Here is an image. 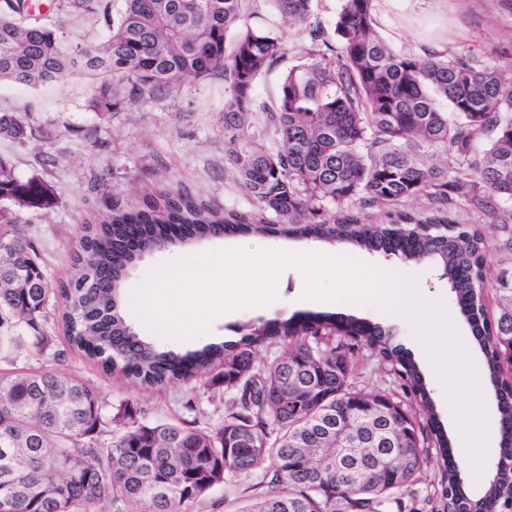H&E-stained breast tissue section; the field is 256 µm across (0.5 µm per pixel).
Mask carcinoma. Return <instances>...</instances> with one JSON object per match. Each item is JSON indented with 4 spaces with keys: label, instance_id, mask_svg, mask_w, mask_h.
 Returning <instances> with one entry per match:
<instances>
[{
    "label": "carcinoma",
    "instance_id": "obj_1",
    "mask_svg": "<svg viewBox=\"0 0 512 512\" xmlns=\"http://www.w3.org/2000/svg\"><path fill=\"white\" fill-rule=\"evenodd\" d=\"M254 0H59L69 16L103 15L112 33L92 48H68L59 30L32 20L31 0L0 6V79L37 86L77 68L110 75L88 107L108 120L121 104L169 96L182 81L224 78V151L253 200L250 214L226 213L181 188L146 192L129 210L112 198L83 227L75 274L55 287L13 208L48 209L53 188L18 178L0 158V512H186L224 476L248 475L269 461L267 491L244 512H388L430 460L432 444L413 411L429 400L415 364L394 332L349 316L317 314L249 324L237 341L184 355L160 351L120 312L127 267L140 253L244 233L314 237L361 250L433 262L463 305L484 352L503 420L501 463L480 498L464 489L457 464H443L433 495L441 512H486L512 502V305L492 317L484 304L488 246L448 205L463 198L489 207L512 198V70L482 65L466 51L424 56L395 51L377 30L376 0H339L331 28L313 20L318 0H267L307 35L276 96L258 101L259 78L287 58L279 37L259 23ZM255 112L264 126L253 125ZM485 135L477 153L474 140ZM52 134L29 117L0 112V139L20 146ZM427 200L409 212L404 203ZM381 208L371 222L361 207ZM275 215L270 220L264 214ZM61 302L69 347L107 374L149 390L189 372L208 386L235 388L224 424L153 425L111 414L91 384L19 364L50 346V305ZM288 342L291 365L256 364L254 350ZM361 338L402 393L367 394L354 379L346 343ZM380 400L392 418L389 441L368 469L350 477L316 456L334 449L336 421L370 439Z\"/></svg>",
    "mask_w": 512,
    "mask_h": 512
}]
</instances>
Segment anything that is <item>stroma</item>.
Returning a JSON list of instances; mask_svg holds the SVG:
<instances>
[{"label": "stroma", "mask_w": 512, "mask_h": 512, "mask_svg": "<svg viewBox=\"0 0 512 512\" xmlns=\"http://www.w3.org/2000/svg\"><path fill=\"white\" fill-rule=\"evenodd\" d=\"M52 0H42L36 17L57 26L70 47L93 48L110 34L103 20L75 18L51 9ZM375 17L385 40L401 52L420 54L434 48L453 53L472 49L488 65L512 63V0H377ZM95 82L84 75H70L37 87L0 81V112H17L48 127L53 141L39 146H20L0 139V158L21 179L40 177L56 189L51 209H17L18 223L36 246L46 274L53 284L73 274L71 254L81 222L93 211L105 210L113 197L138 205L143 191L155 188H184L212 201L228 212L250 213L252 199L238 185L224 154V81L184 80L177 93L128 105L113 113L109 122L98 120L88 107ZM56 162L46 165L43 154ZM512 211V200L495 197L490 208L477 210L457 201L451 217L472 224L483 232L489 246L486 298L490 311L512 302V223H502V213ZM249 249L308 247L305 239L287 237L233 236L209 239L192 245L171 246L143 254L130 267L127 288L142 287L162 263L181 256L219 249L224 244ZM352 259L381 270L395 269L414 277L419 294L438 296L448 303V314L459 318L455 294L428 261H408L398 255L351 251ZM301 272L287 268L277 281V304L273 311L244 308L232 316L217 317L208 334L181 340L160 335L126 309L129 326L157 346L179 351L208 343L234 340L242 326L260 320L286 319L296 314L317 312V305L301 298ZM361 321L392 329L395 339L412 360H419L421 342L404 314L385 312L368 302H355L341 309ZM55 349L66 350L64 359L51 352H30L31 366L57 374L77 375L96 387L112 407L128 408L136 420L155 424L192 420L198 427L212 429L224 421V402L229 393L223 386H204L199 377L161 390H142L121 376L103 373L79 351L68 348L62 328H53ZM484 411L494 432L487 441L481 474L470 463L461 466V480L470 496H481L494 475L500 458V415L494 396L484 399ZM263 470L249 477H225L192 508L191 512H240L265 493Z\"/></svg>", "instance_id": "1"}]
</instances>
